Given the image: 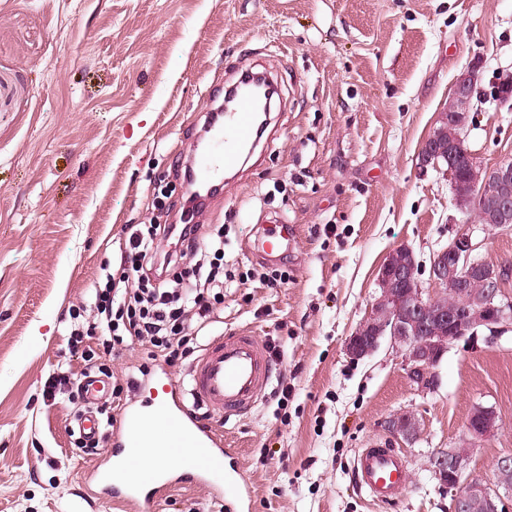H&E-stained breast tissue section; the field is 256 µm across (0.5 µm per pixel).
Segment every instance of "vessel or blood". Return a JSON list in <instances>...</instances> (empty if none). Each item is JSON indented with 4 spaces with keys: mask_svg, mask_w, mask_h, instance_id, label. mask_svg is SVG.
I'll list each match as a JSON object with an SVG mask.
<instances>
[{
    "mask_svg": "<svg viewBox=\"0 0 512 512\" xmlns=\"http://www.w3.org/2000/svg\"><path fill=\"white\" fill-rule=\"evenodd\" d=\"M208 128L209 144L198 156L194 171L197 182L205 186L220 182L225 171L254 148L258 136L254 100L246 99L233 110L220 112ZM292 238L291 225H274L254 241L253 252L267 261L278 260L287 254ZM273 368L271 351L257 337L209 339L183 379L163 382L162 396L153 400L149 409L122 410L112 435L113 462L97 470L95 480L114 502L130 506L132 512H152L158 499L186 479L220 496L235 490L238 506H245L247 492L236 489V480L227 468L223 434L203 423L196 411L203 408L219 417L247 412L269 384ZM148 421L158 424L160 437L144 433ZM154 450L175 455L180 475L163 468H138V460ZM353 469L359 488L375 501H395L406 489L407 464L397 449L386 445L361 449Z\"/></svg>",
    "mask_w": 512,
    "mask_h": 512,
    "instance_id": "1",
    "label": "vessel or blood"
}]
</instances>
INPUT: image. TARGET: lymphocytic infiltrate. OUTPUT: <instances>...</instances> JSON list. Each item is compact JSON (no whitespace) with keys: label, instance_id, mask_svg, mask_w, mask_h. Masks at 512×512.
Returning a JSON list of instances; mask_svg holds the SVG:
<instances>
[{"label":"lymphocytic infiltrate","instance_id":"obj_1","mask_svg":"<svg viewBox=\"0 0 512 512\" xmlns=\"http://www.w3.org/2000/svg\"><path fill=\"white\" fill-rule=\"evenodd\" d=\"M196 224H135L121 275L94 284L92 324L75 325L73 343L97 339L106 350L148 343L150 360L183 367L203 346L224 303V234L199 245Z\"/></svg>","mask_w":512,"mask_h":512}]
</instances>
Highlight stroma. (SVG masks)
<instances>
[{"label":"stroma","mask_w":512,"mask_h":512,"mask_svg":"<svg viewBox=\"0 0 512 512\" xmlns=\"http://www.w3.org/2000/svg\"><path fill=\"white\" fill-rule=\"evenodd\" d=\"M474 69L465 129L478 161L512 157V0H0V512H122L89 483L112 445H74V406L50 396L55 373L79 380L71 313L88 309L103 266L118 267L130 224H177L186 210L175 170L222 89L267 74L280 101L253 157L194 215L208 241L224 228V318L214 334L277 347L274 378L246 414L220 421L253 512H452L428 469L461 446L474 404L497 432L471 474L489 481L512 455V331L451 346L434 392L415 391L400 353L382 342L350 358L345 343L377 294L387 253L405 244L421 264L455 236L450 178L418 153L455 78ZM167 192L173 208L155 209ZM296 234L287 284L260 282L262 225ZM115 378L148 364L146 387L111 395L113 410L149 404L177 367L135 344L102 357ZM416 413L413 443L384 422ZM388 442L408 484L378 506L356 484L360 448ZM186 483L153 512H220Z\"/></svg>","instance_id":"stroma-1"}]
</instances>
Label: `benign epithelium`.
<instances>
[{"instance_id":"benign-epithelium-1","label":"benign epithelium","mask_w":512,"mask_h":512,"mask_svg":"<svg viewBox=\"0 0 512 512\" xmlns=\"http://www.w3.org/2000/svg\"><path fill=\"white\" fill-rule=\"evenodd\" d=\"M473 70L454 81L446 107L418 154L419 165L445 168L462 227L430 262L434 291L422 288L419 262L407 245L391 249L377 277L379 294L359 326L349 336L346 351L353 359L374 353L382 340L402 352V366L416 388L427 394L437 387L435 368L448 348L460 341L489 343L512 328V295L505 292L512 263L478 257L473 226L512 229V157L485 166L468 147L464 129L476 90ZM393 437L414 442L420 422L412 412H399L385 421ZM499 428L490 407L476 406L467 418L465 446L442 449L430 460L439 488L452 494L455 512H512V455L498 459L494 480L468 475L476 443Z\"/></svg>"}]
</instances>
